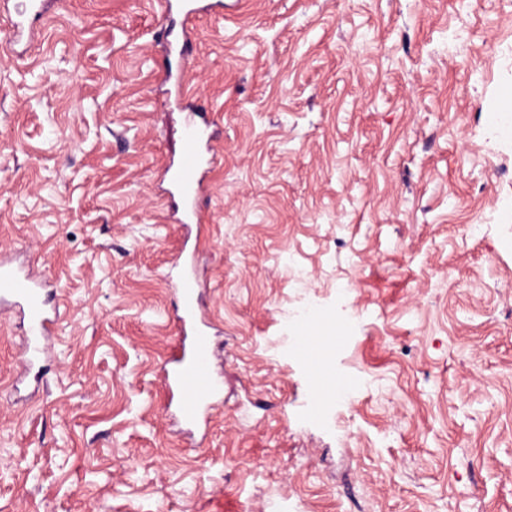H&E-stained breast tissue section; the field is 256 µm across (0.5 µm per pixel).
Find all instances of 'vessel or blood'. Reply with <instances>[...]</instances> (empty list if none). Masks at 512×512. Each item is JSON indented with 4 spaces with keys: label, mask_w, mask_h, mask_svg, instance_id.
Listing matches in <instances>:
<instances>
[{
    "label": "vessel or blood",
    "mask_w": 512,
    "mask_h": 512,
    "mask_svg": "<svg viewBox=\"0 0 512 512\" xmlns=\"http://www.w3.org/2000/svg\"><path fill=\"white\" fill-rule=\"evenodd\" d=\"M16 16L12 23L15 37L28 31V20L41 16L45 0H11ZM217 132L209 119L189 120L183 151L176 166L168 167L170 185L182 206V221H201L198 200L206 190L203 173L214 162L217 153ZM43 277L34 270H18L7 261H0V303L17 307L23 314L27 331L23 343L26 365H34L43 343L55 334L59 321L57 308L49 305L43 295ZM177 288L181 309L177 330L181 338L178 350L167 360L163 383L170 399L175 400L183 425L195 428L206 420L220 391L211 374L214 355L210 323L200 307L201 284L192 270H185Z\"/></svg>",
    "instance_id": "1"
}]
</instances>
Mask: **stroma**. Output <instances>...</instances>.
Listing matches in <instances>:
<instances>
[{"label": "stroma", "instance_id": "obj_1", "mask_svg": "<svg viewBox=\"0 0 512 512\" xmlns=\"http://www.w3.org/2000/svg\"><path fill=\"white\" fill-rule=\"evenodd\" d=\"M167 25L0 19V253L60 314L37 382L0 312V512H512V0L201 12L185 101L221 139L187 229ZM185 249L224 388L194 434L160 378ZM319 364L351 386L317 415Z\"/></svg>", "mask_w": 512, "mask_h": 512}]
</instances>
